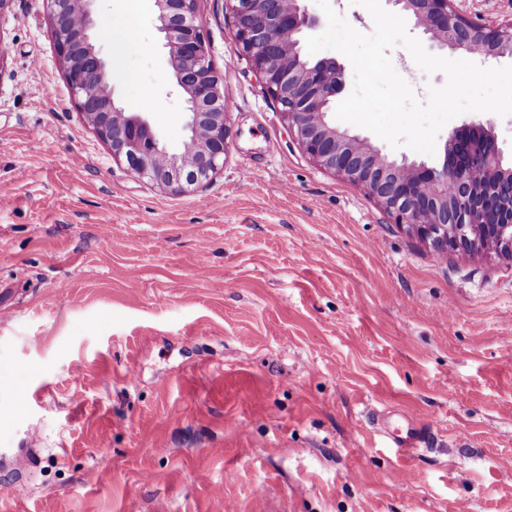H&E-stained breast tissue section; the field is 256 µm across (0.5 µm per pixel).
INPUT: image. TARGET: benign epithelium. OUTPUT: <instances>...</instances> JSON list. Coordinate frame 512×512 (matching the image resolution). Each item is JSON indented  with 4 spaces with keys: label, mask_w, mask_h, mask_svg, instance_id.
Masks as SVG:
<instances>
[{
    "label": "benign epithelium",
    "mask_w": 512,
    "mask_h": 512,
    "mask_svg": "<svg viewBox=\"0 0 512 512\" xmlns=\"http://www.w3.org/2000/svg\"><path fill=\"white\" fill-rule=\"evenodd\" d=\"M52 36L83 120L113 158L139 179L175 193L210 180L224 167L229 128L223 77L197 17L198 0H155L158 30L185 96L189 135L169 151L138 112L114 98L112 75L93 39L91 4L46 0ZM304 0H224L235 38L265 92L280 106L288 129L318 167L364 189L394 223L438 249H477L512 255V164L481 125L463 127L445 145L439 167L391 160L366 140L330 121L342 92V68L332 58L309 59L302 36L316 20ZM441 49L488 59H512V18L479 23L455 0H389Z\"/></svg>",
    "instance_id": "1"
}]
</instances>
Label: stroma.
<instances>
[{
  "instance_id": "obj_1",
  "label": "stroma",
  "mask_w": 512,
  "mask_h": 512,
  "mask_svg": "<svg viewBox=\"0 0 512 512\" xmlns=\"http://www.w3.org/2000/svg\"><path fill=\"white\" fill-rule=\"evenodd\" d=\"M126 9L93 4L115 97L179 149L154 0L132 45L112 35ZM198 10L230 139L185 193L135 177L84 123L45 0L0 23V448L34 457L20 475L0 462L16 488L0 512H512V260L436 251L313 164L224 0ZM389 57L418 100L446 82L404 46ZM471 123L512 159V115L455 117L431 156L338 127L438 166ZM415 415L413 456L375 431Z\"/></svg>"
}]
</instances>
